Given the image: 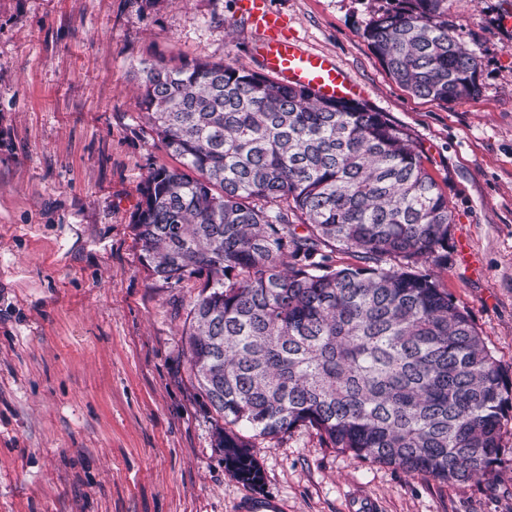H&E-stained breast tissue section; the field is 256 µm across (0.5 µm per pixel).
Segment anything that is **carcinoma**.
Segmentation results:
<instances>
[{"label": "carcinoma", "instance_id": "carcinoma-1", "mask_svg": "<svg viewBox=\"0 0 512 512\" xmlns=\"http://www.w3.org/2000/svg\"><path fill=\"white\" fill-rule=\"evenodd\" d=\"M391 2L364 37L394 80L431 101L478 95L480 60L451 34L446 0ZM138 90L178 166L150 169L133 230L151 275L202 280L189 371L225 468L256 486L255 441L310 426L409 475H494L512 380L418 270L448 263L453 214L411 134L224 62L151 64Z\"/></svg>", "mask_w": 512, "mask_h": 512}]
</instances>
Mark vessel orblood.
I'll use <instances>...</instances> for the list:
<instances>
[{
	"instance_id": "b4317fda",
	"label": "vessel or blood",
	"mask_w": 512,
	"mask_h": 512,
	"mask_svg": "<svg viewBox=\"0 0 512 512\" xmlns=\"http://www.w3.org/2000/svg\"><path fill=\"white\" fill-rule=\"evenodd\" d=\"M237 4L260 34L254 53L268 72L323 98L356 100L363 96V89L327 55L306 50L287 36L285 17L271 10L268 0H237Z\"/></svg>"
}]
</instances>
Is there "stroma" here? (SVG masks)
I'll list each match as a JSON object with an SVG mask.
<instances>
[{
    "label": "stroma",
    "instance_id": "stroma-1",
    "mask_svg": "<svg viewBox=\"0 0 512 512\" xmlns=\"http://www.w3.org/2000/svg\"><path fill=\"white\" fill-rule=\"evenodd\" d=\"M481 60L479 94L411 95L363 32L388 0H269L420 142L454 224L425 262L512 378V0H447ZM236 0H0V512H512V410L490 479L448 485L352 458L301 426L256 442L263 483L224 468L183 338L197 278L144 269L131 224L149 170L175 160L140 116L144 66L254 72Z\"/></svg>",
    "mask_w": 512,
    "mask_h": 512
}]
</instances>
